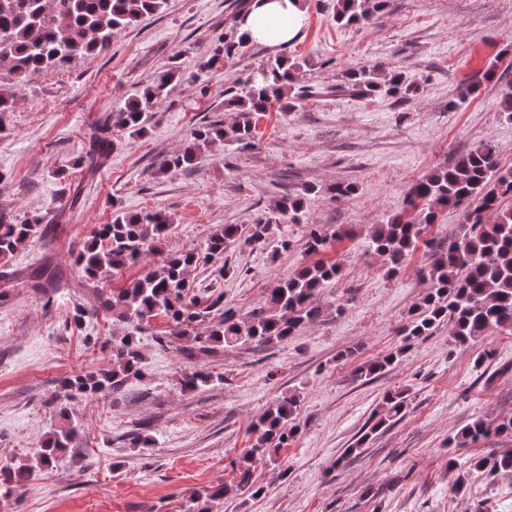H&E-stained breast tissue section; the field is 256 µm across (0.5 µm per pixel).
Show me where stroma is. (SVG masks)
Here are the masks:
<instances>
[{
    "mask_svg": "<svg viewBox=\"0 0 512 512\" xmlns=\"http://www.w3.org/2000/svg\"><path fill=\"white\" fill-rule=\"evenodd\" d=\"M233 2L168 0L162 14L114 31L106 53L29 77L16 89L13 111L0 115V213L17 224L35 215L52 220L8 269L27 274L46 262L60 274L38 292L0 277V461L33 456L58 426L52 400L63 378L108 364L101 344L123 326L101 309L97 293L81 288L73 261L111 221L113 207L165 213L164 251L201 252L224 225L255 223L282 196L305 194L303 223L281 227L287 249L273 240L234 243L223 260L189 274L200 301L223 292L243 319L264 307L277 280L307 262L309 225L328 234L356 229L328 252L342 276L320 297L319 320L281 343L187 359L155 343L167 320H151L140 337L144 378L116 397H72L68 408L83 430L71 456L0 497V512H185L194 493L235 483L255 442L253 422L291 394L299 397V429L275 462L256 464L259 494L210 502L209 512H512V475L492 479L465 469L471 457L512 448V437L492 434L464 448L452 442L473 419L512 418V331L462 344L444 324L404 341L409 310L430 290L431 251L418 248L390 278L366 242L373 225L401 210L412 183L474 145L493 142L502 165L512 167V121L496 109L512 67L493 64L499 54L512 60V0H390L362 28L337 26L334 0H307L300 38L280 51L302 62L310 96L293 111L261 117L255 145L218 141L193 168L161 171L198 127L231 125L236 115L224 109L225 89L280 52L253 44L234 65L199 72ZM173 60L184 80L148 132L113 131L118 147L107 166L93 174L77 169L91 125L123 108ZM353 65L402 71L418 91L405 101L350 95L340 86ZM463 92L467 101L449 109ZM339 182L355 183L356 192L333 196ZM224 260L234 271L221 277ZM395 350L399 362L381 376L355 377L359 365ZM194 370L220 379L182 390L180 377ZM398 388L408 398L402 420L373 434L360 454L346 455L384 394ZM144 422L151 446L131 447L128 432ZM459 471L467 474L460 492L453 487Z\"/></svg>",
    "mask_w": 512,
    "mask_h": 512,
    "instance_id": "35a3bbf8",
    "label": "stroma"
}]
</instances>
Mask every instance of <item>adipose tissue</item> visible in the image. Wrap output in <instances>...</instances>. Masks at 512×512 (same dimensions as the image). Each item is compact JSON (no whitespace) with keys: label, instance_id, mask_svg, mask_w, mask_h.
Here are the masks:
<instances>
[{"label":"adipose tissue","instance_id":"ef3b65f1","mask_svg":"<svg viewBox=\"0 0 512 512\" xmlns=\"http://www.w3.org/2000/svg\"><path fill=\"white\" fill-rule=\"evenodd\" d=\"M306 19V0H252L240 30L252 41L277 47L299 38ZM272 26L277 29L273 35L268 32Z\"/></svg>","mask_w":512,"mask_h":512}]
</instances>
